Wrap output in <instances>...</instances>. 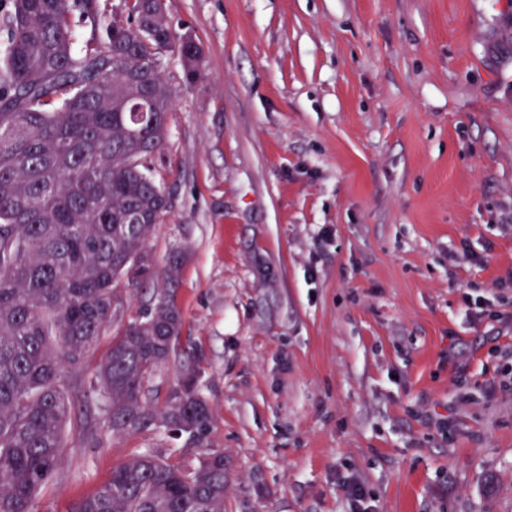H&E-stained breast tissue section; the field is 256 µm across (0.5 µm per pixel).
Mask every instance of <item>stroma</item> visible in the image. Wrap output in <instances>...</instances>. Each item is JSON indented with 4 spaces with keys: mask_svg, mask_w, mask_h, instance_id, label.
I'll use <instances>...</instances> for the list:
<instances>
[{
    "mask_svg": "<svg viewBox=\"0 0 512 512\" xmlns=\"http://www.w3.org/2000/svg\"><path fill=\"white\" fill-rule=\"evenodd\" d=\"M204 58L150 161L224 512H512V0H170ZM484 263L471 261V254ZM66 448L67 512L154 432ZM357 480L368 492L354 503Z\"/></svg>",
    "mask_w": 512,
    "mask_h": 512,
    "instance_id": "stroma-1",
    "label": "stroma"
}]
</instances>
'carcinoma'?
Segmentation results:
<instances>
[{
  "mask_svg": "<svg viewBox=\"0 0 512 512\" xmlns=\"http://www.w3.org/2000/svg\"><path fill=\"white\" fill-rule=\"evenodd\" d=\"M8 0L0 15V512H38L56 471L73 376L111 323L119 331L83 396L102 411L87 442L163 432L208 447L212 410L200 356L165 395L151 385L181 340L175 302L186 257L126 316L124 283L152 270L148 242L170 197L148 160L167 135L173 92L160 49L191 85L202 50L185 46L166 0ZM92 25L77 47L74 16ZM71 512H224V453L182 466L150 452L112 468Z\"/></svg>",
  "mask_w": 512,
  "mask_h": 512,
  "instance_id": "carcinoma-1",
  "label": "carcinoma"
}]
</instances>
